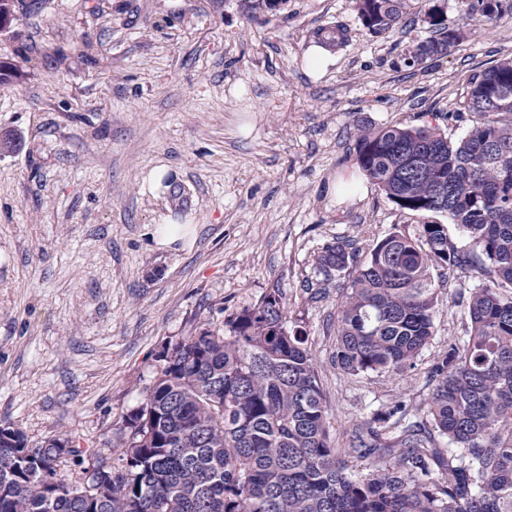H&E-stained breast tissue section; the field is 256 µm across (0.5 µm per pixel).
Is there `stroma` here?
I'll return each instance as SVG.
<instances>
[{
	"instance_id": "stroma-1",
	"label": "stroma",
	"mask_w": 512,
	"mask_h": 512,
	"mask_svg": "<svg viewBox=\"0 0 512 512\" xmlns=\"http://www.w3.org/2000/svg\"><path fill=\"white\" fill-rule=\"evenodd\" d=\"M467 31L410 68L434 37L422 0L386 35L356 0H14L0 31V426L112 459L115 425L143 401L169 344L281 291L302 326L331 433L348 447L371 412L423 408L431 371L462 344L460 296L480 262L434 270L435 333L411 370L353 376L334 362L344 287L394 230L415 232L356 164L358 128L472 125L469 77L512 56V15L486 24L436 0ZM346 43L311 74L318 35ZM152 224H193L192 245L154 247ZM349 252L324 274L328 247Z\"/></svg>"
}]
</instances>
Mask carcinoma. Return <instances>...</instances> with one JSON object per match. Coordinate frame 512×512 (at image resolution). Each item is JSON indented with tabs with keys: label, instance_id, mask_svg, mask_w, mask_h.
<instances>
[{
	"label": "carcinoma",
	"instance_id": "1",
	"mask_svg": "<svg viewBox=\"0 0 512 512\" xmlns=\"http://www.w3.org/2000/svg\"><path fill=\"white\" fill-rule=\"evenodd\" d=\"M505 0H458L498 21ZM408 0H358L375 35L396 27ZM439 37L407 51L414 67L451 54L461 27L433 5ZM473 125L457 142L429 127L360 129L356 161L400 208L423 217L415 234L383 238L348 281L336 319L345 373L401 372L434 333V268L483 258L486 283L461 297L467 339L432 369L423 415L398 402L361 425L349 448L331 438L307 338L287 325L279 292L245 308L220 334L200 328L166 348L144 402L115 429L112 474L60 438L30 445L0 431V512H512V58L469 79ZM446 216L469 239H448ZM348 259L336 245L324 272ZM363 462L350 467L349 457Z\"/></svg>",
	"mask_w": 512,
	"mask_h": 512
}]
</instances>
